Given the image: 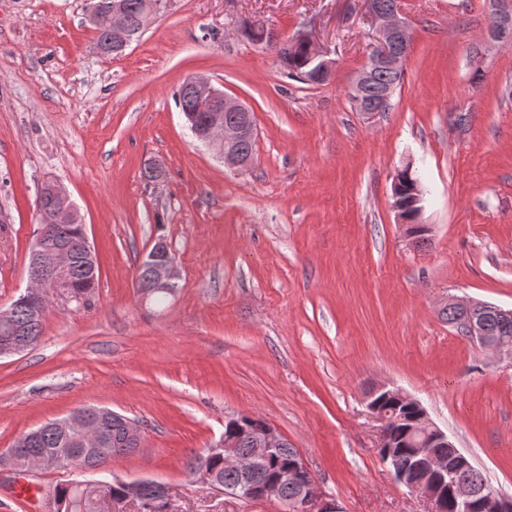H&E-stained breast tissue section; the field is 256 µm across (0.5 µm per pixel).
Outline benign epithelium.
I'll list each match as a JSON object with an SVG mask.
<instances>
[{
	"mask_svg": "<svg viewBox=\"0 0 512 512\" xmlns=\"http://www.w3.org/2000/svg\"><path fill=\"white\" fill-rule=\"evenodd\" d=\"M371 12L378 22L379 47L369 57L367 63L358 72L351 87V94L362 101L361 89L370 82L377 69L400 71L405 60L406 47L410 45L409 23L398 9H384L378 0H367ZM490 13L495 24L487 31V40L500 47L512 45V0H488ZM113 29L123 53L132 43L126 37L123 25V7L120 0L112 2ZM246 28L261 36V43L278 46L282 39L274 29L257 22L246 24ZM293 41L307 45L311 54V69L307 81L312 85H323L334 73L335 61L306 32L298 33ZM187 85L198 92L204 108L201 123L193 128L198 141L208 147L224 166L237 171H245L253 165L254 157L237 152L235 145L255 136V125L250 120L249 107L240 100L224 93L204 77L187 81ZM49 192L59 200L58 207L50 214V221L55 224H80L82 220L70 196L57 178L42 181L38 192ZM71 252L68 246L60 245L46 248L37 243L33 248L28 272V286L22 298L29 305L31 319L40 321L47 305L52 300L65 297L71 283L68 268ZM141 266L149 273V292L168 293L175 288L174 258L167 243L159 239L144 255ZM465 319V335L479 347L512 359V347L499 344L486 337L485 321L491 316H512V309H504L491 303L469 300L454 302ZM118 421L124 430L123 444L137 447L140 444L141 429L133 420L116 413L74 412L56 422V426L65 433L85 430L94 432L91 445L105 448L110 444V426ZM413 455L410 463L402 467L392 459L388 449L394 447L386 429H381V447L387 449L383 460L389 464L395 481L413 493H419L433 505V512H441L443 496H448L456 512H474L483 508V512H512V496H507L489 486L474 488L458 484L453 475L461 470L473 467L470 458L458 448L446 432L437 427L429 418L426 409H421L419 418L411 429ZM251 449L242 456L237 448L238 437L233 434L222 436L210 446L207 454L224 458V465L234 467L240 475V482L235 490L224 488L223 477L207 469L198 472L197 478L203 484L218 488L235 497L274 500L283 506L285 512H340L336 500L322 492H314L308 482L310 471L301 456L297 455L288 465V480L299 487L297 495L291 499L282 496L281 483L261 477L263 468L272 452L281 447L283 435L270 423L263 422L249 432ZM121 485L124 493L115 496L112 487ZM163 501L169 500L167 487L159 482L143 479L134 482L114 480L98 482L92 489L93 505L96 512H103L102 503H124L129 500L142 501L147 494Z\"/></svg>",
	"mask_w": 512,
	"mask_h": 512,
	"instance_id": "7a95c632",
	"label": "benign epithelium"
}]
</instances>
